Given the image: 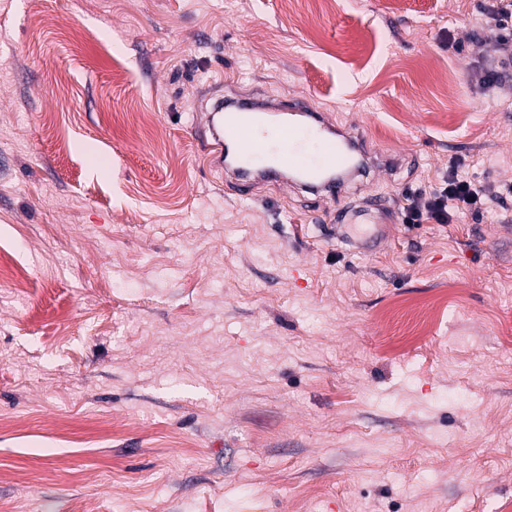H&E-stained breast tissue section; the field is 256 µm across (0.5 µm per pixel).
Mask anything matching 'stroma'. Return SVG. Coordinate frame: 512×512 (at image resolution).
Segmentation results:
<instances>
[{"instance_id":"obj_1","label":"stroma","mask_w":512,"mask_h":512,"mask_svg":"<svg viewBox=\"0 0 512 512\" xmlns=\"http://www.w3.org/2000/svg\"><path fill=\"white\" fill-rule=\"evenodd\" d=\"M491 2L0 0V512H512ZM215 91L306 96L371 162L233 187ZM453 164L487 210L403 224ZM359 211L377 252L332 236Z\"/></svg>"}]
</instances>
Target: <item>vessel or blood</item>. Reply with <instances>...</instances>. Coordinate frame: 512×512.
I'll return each mask as SVG.
<instances>
[{
    "label": "vessel or blood",
    "mask_w": 512,
    "mask_h": 512,
    "mask_svg": "<svg viewBox=\"0 0 512 512\" xmlns=\"http://www.w3.org/2000/svg\"><path fill=\"white\" fill-rule=\"evenodd\" d=\"M264 105L246 100L217 98L210 107L209 130L213 147L233 148L225 166L238 178L274 177L292 172L318 190H343L340 174L360 143L330 129L307 99L281 106L269 139L254 137L253 128L265 120Z\"/></svg>",
    "instance_id": "obj_1"
}]
</instances>
